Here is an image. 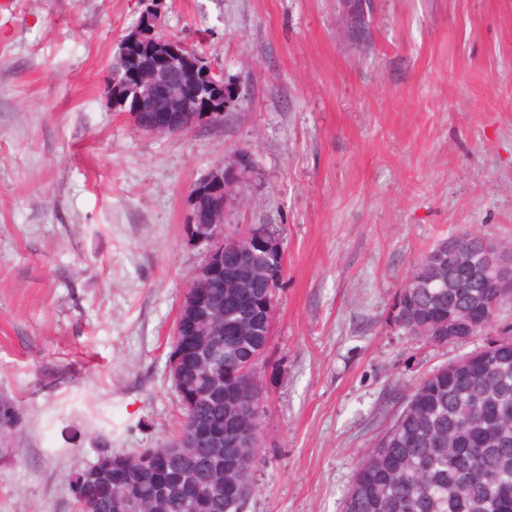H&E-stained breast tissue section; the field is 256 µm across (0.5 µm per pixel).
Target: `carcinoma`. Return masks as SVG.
I'll list each match as a JSON object with an SVG mask.
<instances>
[{
    "label": "carcinoma",
    "instance_id": "cac0c4a2",
    "mask_svg": "<svg viewBox=\"0 0 512 512\" xmlns=\"http://www.w3.org/2000/svg\"><path fill=\"white\" fill-rule=\"evenodd\" d=\"M352 39L371 40L372 13L352 4ZM453 268H412L420 288L401 284L394 321L415 336L436 340L448 316L474 308L482 328L512 300L511 288L487 279L450 288ZM496 347L485 346L438 368L412 387L402 409L376 438L353 474L343 512H512V327ZM263 336H171L167 362L177 361L178 385L206 391L212 372L224 374L227 404L249 415L259 397L249 386L247 355ZM224 430V403L181 410L180 428L163 448L94 449V459L67 476L77 512H119L127 493L140 512H243L253 487L255 448L224 444L216 456L195 430ZM191 440L193 447L174 448Z\"/></svg>",
    "mask_w": 512,
    "mask_h": 512
}]
</instances>
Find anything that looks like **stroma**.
<instances>
[{
    "label": "stroma",
    "instance_id": "1",
    "mask_svg": "<svg viewBox=\"0 0 512 512\" xmlns=\"http://www.w3.org/2000/svg\"><path fill=\"white\" fill-rule=\"evenodd\" d=\"M339 4L163 0L162 33L246 90L171 136L105 99L140 0H0V512H76L67 476L99 443L172 437L190 192L240 154L230 219L280 226L285 260L245 512H341L408 390L512 323L511 303L435 344L393 320L437 241L512 240V0H375L366 49Z\"/></svg>",
    "mask_w": 512,
    "mask_h": 512
}]
</instances>
